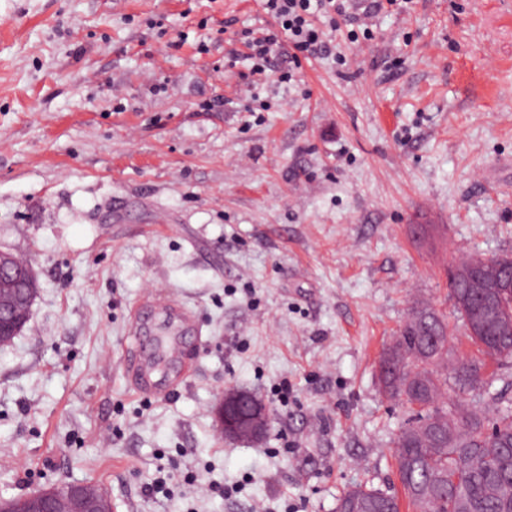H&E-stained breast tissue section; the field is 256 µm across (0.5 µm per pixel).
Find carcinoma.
Listing matches in <instances>:
<instances>
[{
    "label": "carcinoma",
    "instance_id": "1",
    "mask_svg": "<svg viewBox=\"0 0 512 512\" xmlns=\"http://www.w3.org/2000/svg\"><path fill=\"white\" fill-rule=\"evenodd\" d=\"M454 307L483 358L447 361L448 326L430 309L412 313L382 355L381 391L414 412L396 441L395 461L414 512H512V402L491 390L485 359L512 360V256H468L448 271ZM472 394L495 408L488 422L461 404L445 402L448 389ZM400 512L397 497L356 485L338 512Z\"/></svg>",
    "mask_w": 512,
    "mask_h": 512
}]
</instances>
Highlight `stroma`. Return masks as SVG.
<instances>
[{"label": "stroma", "mask_w": 512, "mask_h": 512, "mask_svg": "<svg viewBox=\"0 0 512 512\" xmlns=\"http://www.w3.org/2000/svg\"><path fill=\"white\" fill-rule=\"evenodd\" d=\"M265 18L0 0V251L39 285L0 346V499L91 483L112 512H336L400 487L412 411L376 367L412 308L445 319L449 361L476 355L447 270L512 253V0H411L355 42L337 17L336 56L253 88L240 37ZM157 290L194 315V361L144 396L131 316ZM228 386L268 408L260 441L217 430ZM355 505L360 511L353 512H400L397 497L379 488L356 485L348 489L340 500L338 512Z\"/></svg>", "instance_id": "1"}]
</instances>
